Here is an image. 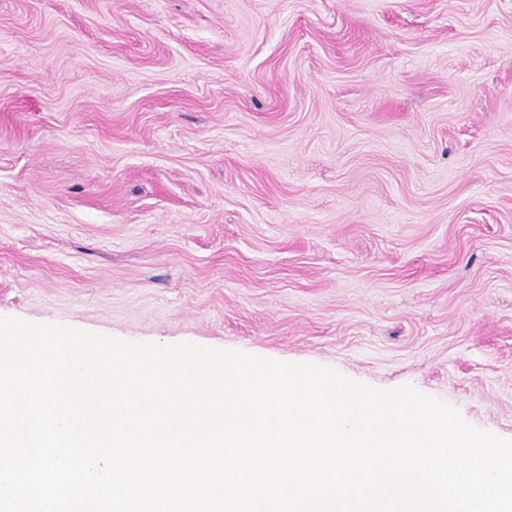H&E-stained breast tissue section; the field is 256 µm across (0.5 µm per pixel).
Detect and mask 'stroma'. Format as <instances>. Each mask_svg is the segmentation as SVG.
<instances>
[{
	"label": "stroma",
	"instance_id": "35a3bbf8",
	"mask_svg": "<svg viewBox=\"0 0 512 512\" xmlns=\"http://www.w3.org/2000/svg\"><path fill=\"white\" fill-rule=\"evenodd\" d=\"M0 316L511 439L512 0H0Z\"/></svg>",
	"mask_w": 512,
	"mask_h": 512
}]
</instances>
